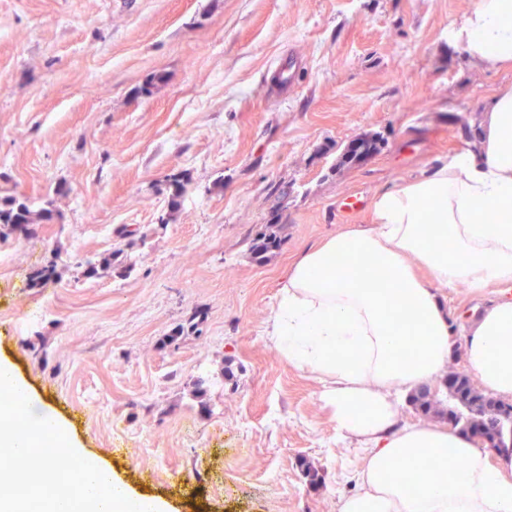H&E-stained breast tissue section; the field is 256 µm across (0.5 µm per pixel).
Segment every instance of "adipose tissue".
<instances>
[{"instance_id": "obj_1", "label": "adipose tissue", "mask_w": 512, "mask_h": 512, "mask_svg": "<svg viewBox=\"0 0 512 512\" xmlns=\"http://www.w3.org/2000/svg\"><path fill=\"white\" fill-rule=\"evenodd\" d=\"M470 59L512 70V0H477L451 31ZM474 148L378 196L374 225L304 252L268 337L315 375L339 432L370 453L341 512H512V455L445 428H397L401 393L448 368L446 288L497 293L466 338L485 389L512 398V87L476 120Z\"/></svg>"}]
</instances>
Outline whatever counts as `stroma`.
Here are the masks:
<instances>
[{
    "instance_id": "obj_1",
    "label": "stroma",
    "mask_w": 512,
    "mask_h": 512,
    "mask_svg": "<svg viewBox=\"0 0 512 512\" xmlns=\"http://www.w3.org/2000/svg\"><path fill=\"white\" fill-rule=\"evenodd\" d=\"M475 3L0 0V192L59 213L0 240V359L60 396L71 439L136 495L168 512H340L359 490L366 449L266 330L302 252L474 147L478 112L512 84L450 42ZM292 53L300 78L273 94ZM173 177L188 185L171 212ZM269 224L282 244L259 262ZM54 248L58 278L30 287ZM491 301L449 288L456 345ZM197 308L199 333L170 346Z\"/></svg>"
}]
</instances>
